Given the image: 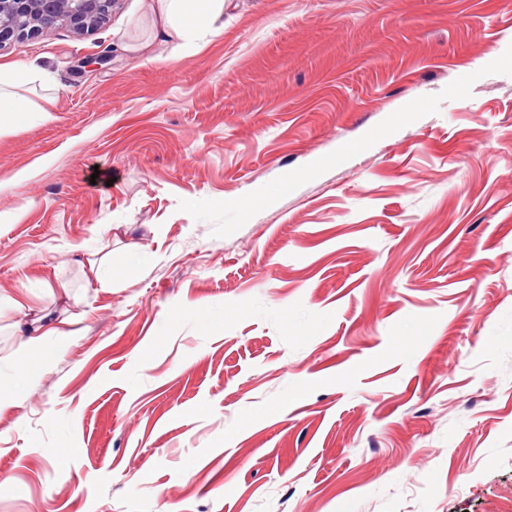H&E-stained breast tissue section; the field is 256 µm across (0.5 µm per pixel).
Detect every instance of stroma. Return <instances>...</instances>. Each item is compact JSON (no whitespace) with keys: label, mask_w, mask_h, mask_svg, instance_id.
Returning a JSON list of instances; mask_svg holds the SVG:
<instances>
[{"label":"stroma","mask_w":512,"mask_h":512,"mask_svg":"<svg viewBox=\"0 0 512 512\" xmlns=\"http://www.w3.org/2000/svg\"><path fill=\"white\" fill-rule=\"evenodd\" d=\"M160 9L0 47V512H512V0ZM163 4V27L160 34L175 35L190 48H199L224 31V21L215 27L214 20L224 16V0H160ZM25 77L26 74L4 75L0 70V122L5 118L17 124L25 123L32 113L41 111L32 100L15 92L17 83ZM24 341L17 350L15 363L23 370L33 371L37 365L52 358L56 352L73 336L77 335L76 330L61 331L54 325L34 326L23 320L17 323ZM55 336L57 343H50L49 339Z\"/></svg>","instance_id":"obj_1"}]
</instances>
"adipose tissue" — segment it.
Wrapping results in <instances>:
<instances>
[{
    "label": "adipose tissue",
    "mask_w": 512,
    "mask_h": 512,
    "mask_svg": "<svg viewBox=\"0 0 512 512\" xmlns=\"http://www.w3.org/2000/svg\"><path fill=\"white\" fill-rule=\"evenodd\" d=\"M163 4V27L166 36H176L190 48H199L219 35L214 21L224 14V0H161ZM18 328L24 340L15 357L16 364L23 370L33 371L37 362L52 358L60 345L71 339V332L59 330L52 325L34 326L19 322Z\"/></svg>",
    "instance_id": "adipose-tissue-1"
}]
</instances>
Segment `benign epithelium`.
<instances>
[{"mask_svg": "<svg viewBox=\"0 0 512 512\" xmlns=\"http://www.w3.org/2000/svg\"><path fill=\"white\" fill-rule=\"evenodd\" d=\"M115 0H0V45L39 35L60 22L78 36L97 29L111 15Z\"/></svg>", "mask_w": 512, "mask_h": 512, "instance_id": "benign-epithelium-1", "label": "benign epithelium"}]
</instances>
